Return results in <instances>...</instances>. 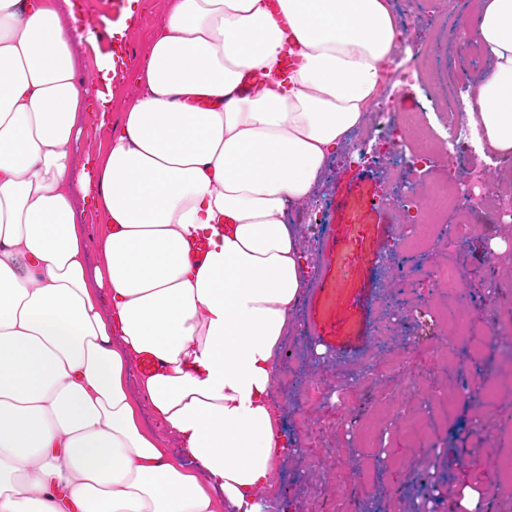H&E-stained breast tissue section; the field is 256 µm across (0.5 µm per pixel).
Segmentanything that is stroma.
Here are the masks:
<instances>
[{
    "label": "stroma",
    "mask_w": 512,
    "mask_h": 512,
    "mask_svg": "<svg viewBox=\"0 0 512 512\" xmlns=\"http://www.w3.org/2000/svg\"><path fill=\"white\" fill-rule=\"evenodd\" d=\"M397 19L407 22L402 53L421 45L427 54L420 82L408 88L401 110L416 114L426 134L442 133L440 114L448 94L447 73L456 57V15L468 0H391ZM62 12L90 19L95 37L75 43L78 76L94 75L111 54L112 0H58ZM170 0H140L141 23L126 30L128 54L122 80L98 81L89 89V111L80 113L71 145L72 173L92 171L87 145L107 143L134 94L136 66L143 62L164 21ZM368 156L330 157L320 184L304 209L286 214L307 258L305 281L313 287L327 276L336 302L309 313L299 300L276 360L273 397L289 448L275 464L271 512H457L458 489L484 490L505 459H512V361L488 346L504 321H512V287H496V269H512V226L496 221L491 207L479 210L485 233L463 242L457 253L398 248L407 229L401 209L382 199L386 188L419 186L448 175L445 157L418 163L420 143L407 136L398 151L377 139L365 142ZM75 219L86 238V269L95 276L103 264L97 240L101 215L75 202ZM506 244L489 262L492 241ZM333 243L324 254L325 243ZM457 263L458 291L466 306L471 336L459 357L445 362L448 325L433 303L439 288L436 265ZM329 330L328 347L312 338L310 321ZM405 354L401 379L379 377L357 386L348 378L358 362L382 368ZM475 396L459 398L447 416L439 410L463 385ZM422 441H415L413 431Z\"/></svg>",
    "instance_id": "1"
}]
</instances>
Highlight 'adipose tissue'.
Instances as JSON below:
<instances>
[{"instance_id": "1", "label": "adipose tissue", "mask_w": 512, "mask_h": 512, "mask_svg": "<svg viewBox=\"0 0 512 512\" xmlns=\"http://www.w3.org/2000/svg\"><path fill=\"white\" fill-rule=\"evenodd\" d=\"M279 4L171 0L120 126L88 147L89 183L70 144L91 24L56 0H0V512H266L288 446L274 362L306 262L285 215L366 123L399 48L389 0ZM286 27L299 62L284 81ZM470 36L492 64L467 118L511 155L512 0H483ZM247 72L263 80L245 93ZM79 193L105 221L92 281ZM143 353L159 368L136 397ZM146 406L190 464L145 431Z\"/></svg>"}]
</instances>
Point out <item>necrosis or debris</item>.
Here are the masks:
<instances>
[{"mask_svg":"<svg viewBox=\"0 0 512 512\" xmlns=\"http://www.w3.org/2000/svg\"><path fill=\"white\" fill-rule=\"evenodd\" d=\"M472 23L471 17L459 18L456 24L458 37L457 57L453 67L448 70V110L444 114V138L424 143L418 156L419 162L429 160L432 153L447 151L448 176L442 180L428 183L422 190L424 197L435 200L437 211L452 214L451 223L440 225L431 230L423 224H415L409 234L401 235L400 243L409 246L426 245L430 238H437L439 246L448 253H455L459 244L476 234L480 226L475 222V213L485 199H493L496 213L503 217H512V190L488 184L481 170L461 165V158L474 152L473 130L468 123L464 103L458 94L459 87L465 82L470 63L480 53V49L467 36ZM424 51L415 47L410 57H396L386 63L392 94L377 101V110L373 115L376 122L377 137L384 142L402 140L407 131L415 127L412 116L398 110V99L409 85L418 81L421 74V62ZM435 277L446 290L447 298L440 307L453 337L459 338L469 332V322L460 304L455 299V287L461 279L460 268L452 263L438 267Z\"/></svg>","mask_w":512,"mask_h":512,"instance_id":"4bbe7bcc","label":"necrosis or debris"}]
</instances>
